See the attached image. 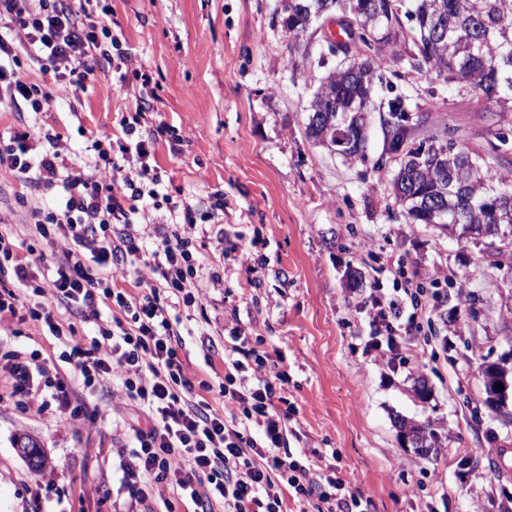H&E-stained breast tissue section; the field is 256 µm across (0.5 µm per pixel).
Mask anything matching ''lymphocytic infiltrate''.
Here are the masks:
<instances>
[{
  "label": "lymphocytic infiltrate",
  "mask_w": 512,
  "mask_h": 512,
  "mask_svg": "<svg viewBox=\"0 0 512 512\" xmlns=\"http://www.w3.org/2000/svg\"><path fill=\"white\" fill-rule=\"evenodd\" d=\"M107 0H0V109L39 114L53 92L33 80L28 64L53 72L65 91L79 96L97 70L121 71L127 53L111 55L105 43L112 30ZM141 82L135 112L122 118L116 135L92 137L91 164H66L62 134L41 131L18 119L8 139L0 138V170L37 187H56L54 206H36L29 221L58 246L52 254L21 255L13 234L0 231V329L18 311L64 338L65 356L85 386L113 380L119 400L130 402L148 421L132 425L135 446L121 453L120 467L129 495L126 512L173 492L199 512H287L286 501L316 503V512H356L362 495L339 476L335 464L298 459L283 448L288 417L278 410L284 375L269 357L255 368L239 359L224 362V382L192 383L182 356L184 341L176 303L194 304L204 262L193 242L191 205L170 206L160 193L156 145L169 129L146 121L159 97L148 74ZM156 210L157 242L145 250L136 226ZM174 232H166V225ZM79 309L96 334L77 335L54 318L57 308ZM364 307L369 339L366 352L388 364L413 357L424 364L426 348L411 350L436 299L413 280L389 294L370 295ZM0 375L14 391L28 395L50 388L58 406L85 419L64 381L46 366L18 354L0 355ZM218 390L224 403L214 409L205 395Z\"/></svg>",
  "instance_id": "1"
}]
</instances>
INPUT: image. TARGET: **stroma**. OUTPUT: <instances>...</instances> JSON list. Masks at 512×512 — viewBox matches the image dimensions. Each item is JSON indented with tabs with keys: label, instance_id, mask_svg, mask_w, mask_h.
I'll use <instances>...</instances> for the list:
<instances>
[{
	"label": "stroma",
	"instance_id": "1",
	"mask_svg": "<svg viewBox=\"0 0 512 512\" xmlns=\"http://www.w3.org/2000/svg\"><path fill=\"white\" fill-rule=\"evenodd\" d=\"M110 27L147 71L161 98L152 123L172 138L157 148L162 192L174 203L210 209L224 195L218 223L198 222L195 239L208 271L196 303L176 312L190 334L189 371L219 385L206 356L221 360L231 334L259 340L287 381L283 396L293 454L331 456L343 476L369 496V512H502L512 499V423L492 411L480 367L512 363V244L484 241L406 221L391 181L398 157L385 142L387 104L402 98L413 111L414 144L439 135L499 156L512 172V112L475 93H457L435 73L416 68L395 46L379 52L368 140L349 158L306 134L320 77L343 55L321 56L336 19L291 48L279 22L281 0H111ZM138 86L105 68L79 99L57 95L37 115L63 134L76 160H87L91 134L116 132L135 109ZM56 189L28 188L0 171V220L37 253L52 244L27 222L34 205ZM223 237L225 253L213 242ZM415 276L440 297L423 333L434 357L421 370L393 367L365 354L363 304L373 288ZM61 340L44 325L16 323L0 331V354L38 355L69 384L95 423L73 422L48 392L27 399L0 379V512H113L125 503L118 449L132 445L138 415L112 397L111 385L90 390L62 357ZM425 379L430 395L415 388ZM433 423L438 445L421 455L406 444L394 415ZM35 437L46 466L33 471L15 447ZM502 465L501 480L482 478Z\"/></svg>",
	"mask_w": 512,
	"mask_h": 512
}]
</instances>
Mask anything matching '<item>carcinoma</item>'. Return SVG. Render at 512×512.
Segmentation results:
<instances>
[{
  "mask_svg": "<svg viewBox=\"0 0 512 512\" xmlns=\"http://www.w3.org/2000/svg\"><path fill=\"white\" fill-rule=\"evenodd\" d=\"M339 8L349 11L341 20L350 40H361L368 31L373 42L385 46L398 36V5L394 0H283L282 26L298 46L313 21ZM406 17L416 26L410 57H418L428 70L459 85V91H480L497 102L512 103V0H414ZM378 61L362 59L360 67H337L320 80L311 101V112L327 113L319 126L307 125L311 138L336 145L339 133L352 134L366 123L372 83ZM387 140L393 153L404 152L414 166L399 167L392 179L395 202L416 224H437L474 239H499L495 226L512 210V178L498 170V159L457 144L455 149L424 150L406 147L411 139L410 108L402 99L388 104ZM438 198L447 214L439 218L423 207L425 198ZM484 383L512 378V367L488 365ZM394 424L418 436L428 434V447L436 444L430 424L396 415ZM29 448L32 469L43 468L40 445L34 438H17Z\"/></svg>",
  "mask_w": 512,
  "mask_h": 512,
  "instance_id": "obj_1",
  "label": "carcinoma"
}]
</instances>
